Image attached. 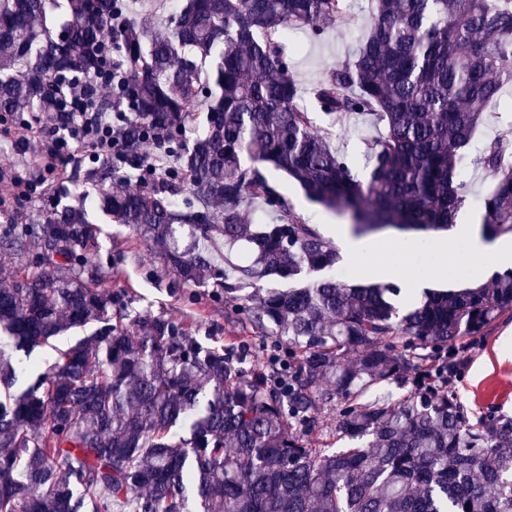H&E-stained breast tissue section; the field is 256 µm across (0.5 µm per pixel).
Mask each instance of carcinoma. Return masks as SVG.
<instances>
[{
    "mask_svg": "<svg viewBox=\"0 0 512 512\" xmlns=\"http://www.w3.org/2000/svg\"><path fill=\"white\" fill-rule=\"evenodd\" d=\"M52 2L0 0V112L57 106L54 82L94 78L110 31L112 92L130 113L117 168L139 187L103 186L91 203L163 256L174 287L209 274L288 359L248 374L180 321L129 318L88 271L97 227L83 207L5 230L0 258L25 261L0 288V512H512V420L470 422L452 353L512 318V269L409 306L393 283L311 278L336 266V246L265 173L356 235L448 229L482 106L512 86V0H370L368 35L314 89L332 120L382 128L362 140L364 181L316 130L282 50L291 27L323 35L345 0H186L154 38L158 16L133 20L124 0H67L53 36ZM148 134L175 169L143 164ZM477 163L491 241L512 233V134L487 139ZM254 202L271 220L246 223ZM91 323L43 369L4 348L29 356ZM381 383L400 395L367 399ZM333 402L336 452L307 438Z\"/></svg>",
    "mask_w": 512,
    "mask_h": 512,
    "instance_id": "cac0c4a2",
    "label": "carcinoma"
}]
</instances>
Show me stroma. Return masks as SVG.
Instances as JSON below:
<instances>
[{"label":"stroma","instance_id":"35a3bbf8","mask_svg":"<svg viewBox=\"0 0 512 512\" xmlns=\"http://www.w3.org/2000/svg\"><path fill=\"white\" fill-rule=\"evenodd\" d=\"M367 6L348 4L335 26L321 37H314L306 26L291 30L285 45L289 73L304 88L302 104L313 111L318 128L330 120L317 111L313 88L327 69L353 49L368 32ZM374 129L361 119H352L334 128L332 143L349 158L359 177H366L363 161V136ZM88 164L73 159L62 173L36 174L18 168L20 177L42 176L43 182L27 197L0 204V227L8 224L35 225L59 193L78 205L96 196L97 182L87 175ZM291 210L326 239L348 229L345 221L309 201L301 188L280 172L270 174ZM89 217L99 229L98 244L91 255L101 285L121 294L131 313H149L186 322L203 344L220 349L246 347L245 369L261 368L276 349L271 339L258 336L235 303L215 297L212 282L198 288L171 291L173 272L124 224H116L101 212ZM390 241L381 251L377 242ZM359 255L341 252L336 267L340 281L355 284L395 282L402 300L411 291L441 292L459 290L471 284L487 283L495 272L512 268V234L499 236L494 247L479 255L463 241L449 240L447 232L388 230L358 237ZM459 399L470 421L512 419V319H500L489 334L472 343L461 355V369L453 380Z\"/></svg>","mask_w":512,"mask_h":512}]
</instances>
